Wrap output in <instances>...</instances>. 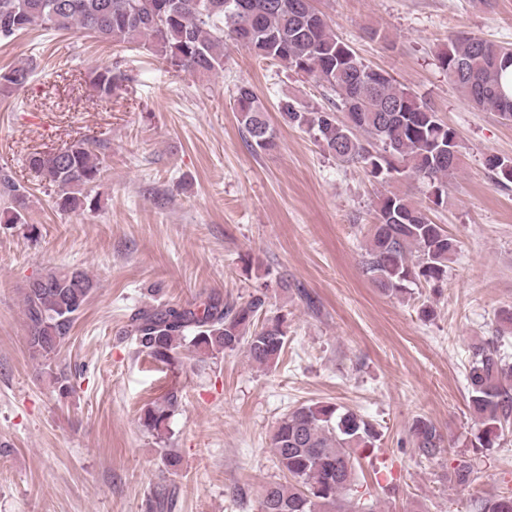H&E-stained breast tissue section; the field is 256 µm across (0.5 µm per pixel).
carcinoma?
I'll list each match as a JSON object with an SVG mask.
<instances>
[{
    "label": "carcinoma",
    "mask_w": 512,
    "mask_h": 512,
    "mask_svg": "<svg viewBox=\"0 0 512 512\" xmlns=\"http://www.w3.org/2000/svg\"><path fill=\"white\" fill-rule=\"evenodd\" d=\"M34 29L79 30L101 40L147 50L169 69L209 77L224 72V48L243 47L262 60L278 61L297 73L315 76L336 97V111L299 112L279 103L285 123L314 132L323 149L343 165L359 164L374 178H413L430 186L431 202L448 200V176L460 160L457 132L389 74L366 65L336 34L313 0H0V42ZM448 81L471 106L489 109L512 122V95L503 83L512 68V48L473 34L457 33L439 53ZM33 77L31 65L0 72V95L9 96ZM129 81L121 64L111 63L89 77L101 100H110ZM234 108L253 151L275 144L267 109L246 84L236 86ZM366 139H360L354 130ZM93 138L72 142L58 154L36 152L28 166L54 193L63 210L93 209L94 189L104 177ZM487 166L500 182L512 183V159L494 157ZM10 198L4 223L22 224L27 190L0 182ZM457 240L431 221L426 211L402 195L382 197L377 223L369 225L364 272L387 293H402L422 282L445 280ZM96 285L78 268H49L27 284L24 315L32 359L51 367L76 316ZM261 289L243 301L211 296L201 306L159 303L134 311L127 334L138 351L172 366L182 348L215 357L245 348L260 366L277 365L287 343L285 320L267 316ZM497 335L471 346L466 381L469 407L480 428L474 448L499 445L512 424V363L500 352L512 334V309L497 316ZM180 391L169 389L159 403L146 406L142 425L157 436L167 431ZM414 447L432 459L444 436L428 419L410 428ZM379 432L368 420L331 402L301 405L277 423L271 445L285 482L265 487L260 512H345L343 501L355 490V462L376 448ZM473 512H512V494L477 500Z\"/></svg>",
    "instance_id": "carcinoma-1"
}]
</instances>
